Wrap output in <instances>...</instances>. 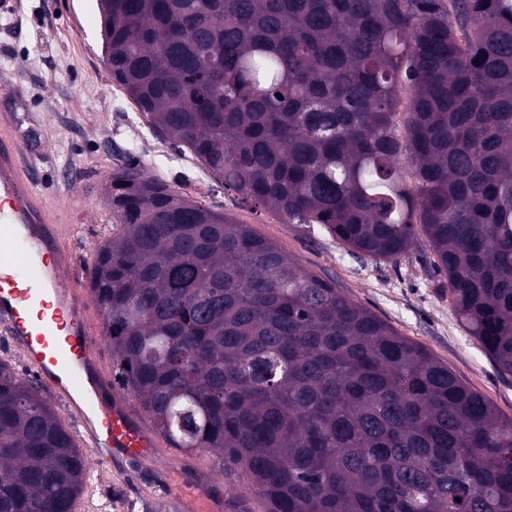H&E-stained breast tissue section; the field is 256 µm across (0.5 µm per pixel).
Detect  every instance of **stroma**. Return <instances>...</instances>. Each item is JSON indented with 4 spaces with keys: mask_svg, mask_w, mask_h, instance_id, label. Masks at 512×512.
<instances>
[{
    "mask_svg": "<svg viewBox=\"0 0 512 512\" xmlns=\"http://www.w3.org/2000/svg\"><path fill=\"white\" fill-rule=\"evenodd\" d=\"M0 108L43 177L50 207L63 213L76 251L74 274L88 281L96 246L113 235L106 181L129 162L181 194L248 224L306 270L342 288L398 333L427 349L512 418V375L501 373L459 322L438 288L425 240L396 261L373 259L324 230L284 223L241 202L190 152L159 137L105 65L96 0H0ZM82 512H263L236 473L212 454L159 442L130 475L113 471L80 500Z\"/></svg>",
    "mask_w": 512,
    "mask_h": 512,
    "instance_id": "35a3bbf8",
    "label": "stroma"
}]
</instances>
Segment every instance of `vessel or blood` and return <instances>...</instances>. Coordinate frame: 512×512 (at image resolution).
<instances>
[{"label": "vessel or blood", "mask_w": 512, "mask_h": 512, "mask_svg": "<svg viewBox=\"0 0 512 512\" xmlns=\"http://www.w3.org/2000/svg\"><path fill=\"white\" fill-rule=\"evenodd\" d=\"M41 184L12 114L0 115V327L93 440L100 469L144 464L156 439L98 367L90 298Z\"/></svg>", "instance_id": "b4317fda"}]
</instances>
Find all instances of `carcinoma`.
<instances>
[{
    "instance_id": "cac0c4a2",
    "label": "carcinoma",
    "mask_w": 512,
    "mask_h": 512,
    "mask_svg": "<svg viewBox=\"0 0 512 512\" xmlns=\"http://www.w3.org/2000/svg\"><path fill=\"white\" fill-rule=\"evenodd\" d=\"M112 80L244 202L398 260L512 375V0H99ZM403 121H398V116ZM89 280L122 389L266 512H512V419L249 225L136 164ZM0 360V512L88 480Z\"/></svg>"
}]
</instances>
